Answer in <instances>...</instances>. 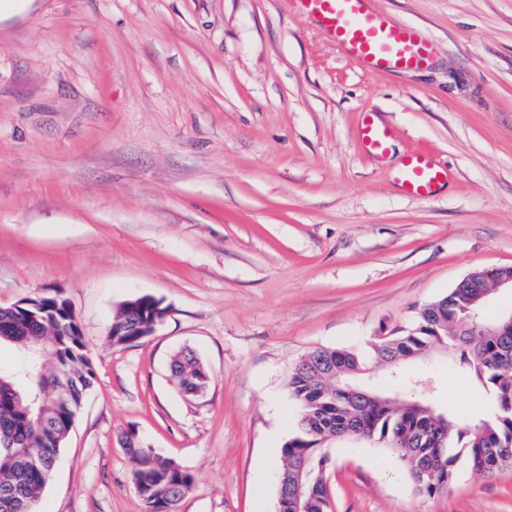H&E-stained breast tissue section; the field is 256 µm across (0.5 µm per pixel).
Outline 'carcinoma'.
<instances>
[{"mask_svg": "<svg viewBox=\"0 0 512 512\" xmlns=\"http://www.w3.org/2000/svg\"><path fill=\"white\" fill-rule=\"evenodd\" d=\"M511 276L510 267L467 277L447 296L420 309L413 329L396 331L371 346L374 366L393 374L432 348L451 352L492 403L490 411L467 421L419 401L357 386L367 358L355 350L317 349L295 366L288 388L299 409L300 428L282 446L281 460L284 467L313 471L305 512H329L328 457L320 445L346 429L397 455L417 492L429 497L447 492L463 467L491 474L512 464V327L487 330L503 320L486 317L485 302L471 304L477 289ZM66 304L59 295L41 300L64 323ZM157 312H162L159 303L143 296L123 304L112 326L143 325L147 336ZM467 317L475 319L478 335L456 333V323ZM2 343L16 348L19 361L0 364V512H34L93 383L94 369L75 324L53 332L22 324L12 308L0 307ZM171 369L187 397L209 384L207 369L191 353L177 355ZM128 453L147 512H176L194 488L193 475L154 448H130ZM429 460L437 464L430 474L422 472Z\"/></svg>", "mask_w": 512, "mask_h": 512, "instance_id": "1", "label": "carcinoma"}]
</instances>
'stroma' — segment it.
Segmentation results:
<instances>
[{
	"label": "stroma",
	"instance_id": "35a3bbf8",
	"mask_svg": "<svg viewBox=\"0 0 512 512\" xmlns=\"http://www.w3.org/2000/svg\"><path fill=\"white\" fill-rule=\"evenodd\" d=\"M434 44L427 68L377 72L290 0H12L0 12V306L60 293L95 379L37 512H146L128 444L194 477L177 512H278L299 427L295 365L369 351L476 270L512 267V0H373ZM392 126L374 156L364 110ZM450 167L432 199L405 156ZM150 296L151 336L114 345ZM208 367L181 394L182 350ZM411 394L488 411L446 353ZM330 512H512V465L418 493L377 443L324 445ZM163 308L159 307V302L157 303L152 297L143 296L134 301L124 303L115 318L113 319L111 327H118L123 324H132V325H144V335H141V328H131L125 327L123 329L124 336H114V331L111 334L110 329V337L112 342L118 345H127L139 342L151 333V328L149 325L152 323L155 313H163ZM163 318L157 320L154 324H152L153 332L155 331L157 325L162 322ZM152 332V333H153ZM151 333V334H152Z\"/></svg>",
	"mask_w": 512,
	"mask_h": 512
}]
</instances>
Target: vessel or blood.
Listing matches in <instances>:
<instances>
[{"mask_svg": "<svg viewBox=\"0 0 512 512\" xmlns=\"http://www.w3.org/2000/svg\"><path fill=\"white\" fill-rule=\"evenodd\" d=\"M300 12L314 16L324 34L369 68L413 70L428 64L433 44L418 27H398L375 11L372 0H291ZM364 144L384 151L394 136L392 128L364 117L360 128ZM447 166L427 151L410 153L402 169L405 192L418 199L433 197L447 182Z\"/></svg>", "mask_w": 512, "mask_h": 512, "instance_id": "obj_1", "label": "vessel or blood"}]
</instances>
